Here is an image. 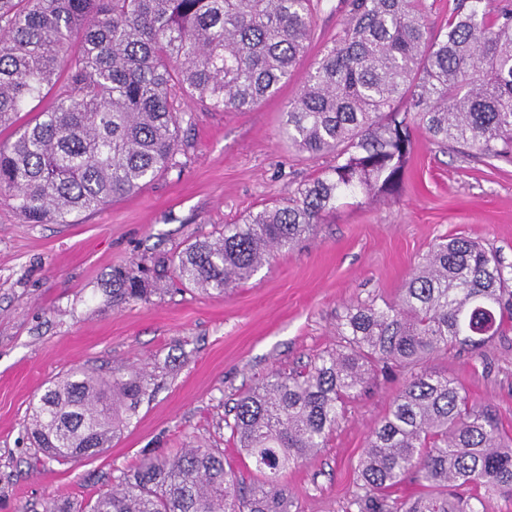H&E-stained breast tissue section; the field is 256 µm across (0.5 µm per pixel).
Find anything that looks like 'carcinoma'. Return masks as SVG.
<instances>
[{
  "label": "carcinoma",
  "mask_w": 512,
  "mask_h": 512,
  "mask_svg": "<svg viewBox=\"0 0 512 512\" xmlns=\"http://www.w3.org/2000/svg\"><path fill=\"white\" fill-rule=\"evenodd\" d=\"M320 0H0V126L59 80L56 107L0 145V196L29 224H71L177 167L181 100L243 110L276 95L310 44ZM336 37L283 112L288 141L335 164L172 260L182 285L222 295L274 250L312 235L343 194L400 188L419 128L484 161L512 159V0H454L430 26L422 0H341ZM81 48L72 51L75 40ZM144 270H119L115 300L147 294ZM512 322V266L455 237L418 262L391 300L347 309L340 344L293 374L273 372L224 419L260 479L236 483L224 453L142 457L84 507L43 512H291L282 474L326 447L369 373L407 374L358 464L357 512H482L512 493V437L426 360L474 351ZM147 385L70 370L31 408L44 457L77 464L110 447ZM407 479L424 492L397 495Z\"/></svg>",
  "instance_id": "cac0c4a2"
}]
</instances>
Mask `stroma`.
I'll use <instances>...</instances> for the list:
<instances>
[{
	"mask_svg": "<svg viewBox=\"0 0 512 512\" xmlns=\"http://www.w3.org/2000/svg\"><path fill=\"white\" fill-rule=\"evenodd\" d=\"M340 0L314 17L311 54L279 92L254 108L210 111L183 100L191 124L177 168L71 224H29L0 200V512H43L46 501H85L144 453L201 446L224 453L238 480L256 478L229 440L224 417L243 391L274 372L335 350L347 307L390 299L433 243L467 237L512 265V164H485L415 131L393 200L341 198L313 235L278 250L245 283L206 295L174 284L157 260L214 235L262 204L293 195L333 156L289 145L282 112L312 54L334 38ZM147 266L148 294L122 304L105 282ZM145 376L150 395L110 448L70 466L38 460L26 436L33 400L76 367ZM427 367L487 404L512 435V330L482 351L432 355ZM404 380L375 372L351 399L327 446L288 469L292 512H348L370 429Z\"/></svg>",
	"mask_w": 512,
	"mask_h": 512,
	"instance_id": "stroma-1",
	"label": "stroma"
}]
</instances>
